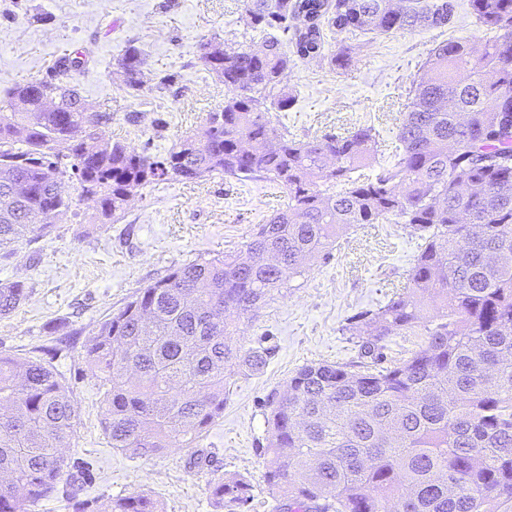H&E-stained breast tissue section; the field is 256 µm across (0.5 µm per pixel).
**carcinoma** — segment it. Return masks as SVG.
Returning a JSON list of instances; mask_svg holds the SVG:
<instances>
[{"label":"carcinoma","mask_w":512,"mask_h":512,"mask_svg":"<svg viewBox=\"0 0 512 512\" xmlns=\"http://www.w3.org/2000/svg\"><path fill=\"white\" fill-rule=\"evenodd\" d=\"M482 30L439 43L407 93L393 145L372 126L299 138L272 121L295 96L275 35L294 33L300 59L337 69L358 61L357 34L447 25L453 0H246L253 48L202 40L204 70L224 84V105L161 158L112 142V113L61 77L86 67L60 57L56 77L16 85L0 100V249L35 234L33 211L68 217L92 199V224L123 213L130 195L172 180L224 174L267 179L286 202L245 249L174 268L100 322L85 347L103 390L102 424L113 448L154 457L195 448L224 413L229 363L246 358L228 337L236 320L353 224L408 225L418 254L405 291L347 327L361 361L305 365L268 398L265 480L287 512H512V0H470ZM337 49L325 47L324 27ZM124 90L148 82L142 51L115 58ZM391 162L370 172L377 155ZM27 298L0 283V315ZM422 330L425 346L391 366L373 356L397 331ZM42 354H0V512H31L58 484L76 499L59 453L73 436L72 390ZM250 485L209 484L216 512H238ZM95 512H165L148 493L101 501Z\"/></svg>","instance_id":"cac0c4a2"}]
</instances>
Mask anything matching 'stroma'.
<instances>
[{
  "label": "stroma",
  "mask_w": 512,
  "mask_h": 512,
  "mask_svg": "<svg viewBox=\"0 0 512 512\" xmlns=\"http://www.w3.org/2000/svg\"><path fill=\"white\" fill-rule=\"evenodd\" d=\"M454 5L451 22L442 27L361 35L362 60L348 70L294 60L284 82L296 101L288 112L274 113V121L310 137L371 124L392 142L406 93L423 76L430 50L448 39L481 38L469 0ZM244 18L245 0H0V96L16 84L51 76L65 53L83 51L88 64L70 80L90 103L111 109L113 139L161 156L223 105L224 85L202 69L197 46L215 34L241 35ZM130 42L143 50L151 76L135 97L124 92L114 66ZM166 75L171 86L157 89L156 80ZM133 111L135 123L128 120ZM284 200L272 182L221 174L153 185L112 223H88L94 204L84 200L75 216L19 245L12 257H0V282L21 283L28 294L15 311L0 316V354L24 357L53 348L51 366L71 388L77 414L63 454L90 465L91 478L78 494L90 512L104 499L136 492L158 498L165 512H216L207 486L230 475L251 486L242 512H280L264 478L267 398L306 364L358 361L359 348L345 328L404 286L416 255L408 226L343 230L328 255L313 257L303 276L240 319L233 347L244 356L262 353L265 363L256 370L227 366L224 414L197 448H171L149 458L112 448L85 344L113 309L171 268L243 250Z\"/></svg>",
  "instance_id": "stroma-1"
}]
</instances>
